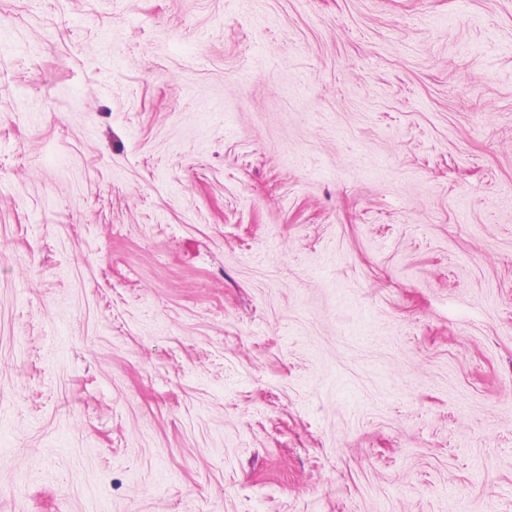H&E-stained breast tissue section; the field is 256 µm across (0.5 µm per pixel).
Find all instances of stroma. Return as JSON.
Segmentation results:
<instances>
[{
    "label": "stroma",
    "mask_w": 512,
    "mask_h": 512,
    "mask_svg": "<svg viewBox=\"0 0 512 512\" xmlns=\"http://www.w3.org/2000/svg\"><path fill=\"white\" fill-rule=\"evenodd\" d=\"M0 512H512V0H0Z\"/></svg>",
    "instance_id": "stroma-1"
}]
</instances>
